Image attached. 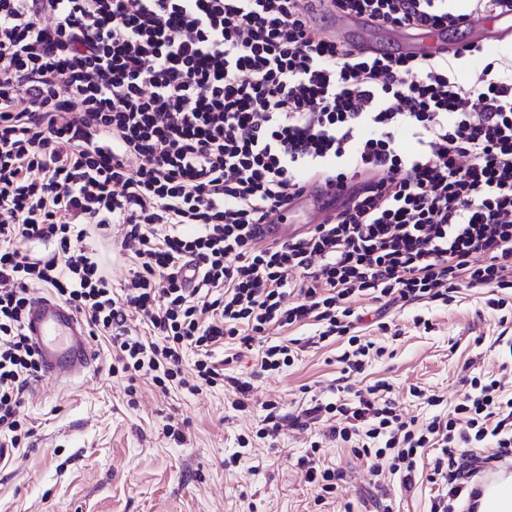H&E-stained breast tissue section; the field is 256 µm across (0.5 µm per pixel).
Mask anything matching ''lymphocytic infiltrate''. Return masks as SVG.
Segmentation results:
<instances>
[{
	"label": "lymphocytic infiltrate",
	"mask_w": 512,
	"mask_h": 512,
	"mask_svg": "<svg viewBox=\"0 0 512 512\" xmlns=\"http://www.w3.org/2000/svg\"><path fill=\"white\" fill-rule=\"evenodd\" d=\"M505 11L512 0H0V436L19 449L33 435L18 409L40 375L23 329L34 288L110 342L113 374L164 391L225 384L240 411L252 382L226 377L218 348H257V372L278 371L303 347L270 330L311 325L362 372L382 351L361 332V297L446 305L481 289L507 324L512 73L493 59L471 84L454 64L477 44L361 54L318 21L451 31ZM312 181L350 197L291 240L259 237ZM116 227L134 264L119 291L86 243ZM390 391L314 407L371 476L411 484L440 448L431 512H456L489 461L512 467L503 376L472 377L419 427Z\"/></svg>",
	"instance_id": "lymphocytic-infiltrate-1"
}]
</instances>
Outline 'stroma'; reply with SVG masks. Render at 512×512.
Wrapping results in <instances>:
<instances>
[{
	"instance_id": "stroma-1",
	"label": "stroma",
	"mask_w": 512,
	"mask_h": 512,
	"mask_svg": "<svg viewBox=\"0 0 512 512\" xmlns=\"http://www.w3.org/2000/svg\"><path fill=\"white\" fill-rule=\"evenodd\" d=\"M356 305L366 313V336L386 349L382 359L347 374L337 361L341 342L309 347L293 366L253 377L246 412L232 409L230 393L221 388L164 395L146 380L128 400L124 381L109 372L111 346L93 342L94 373L69 382L43 378L26 394L20 415L35 435L30 447L0 466V512H430L439 490L427 480L435 450L426 451L411 486L397 475L376 485L349 447L324 441L322 463L349 479L320 507L298 461L306 440L324 433L321 422L310 420L303 433L289 420L272 448L237 443L262 420L264 401H279L291 419L329 398L331 389L358 390L379 380L391 385L406 418L422 423L452 407L464 376L498 373L506 360L499 314L485 307L482 291H463L447 307H390L384 318L398 324V337L378 330L374 304L360 299ZM417 316L429 318L433 330H415ZM417 386L442 395L443 405L414 397ZM171 420L184 423V441L164 436Z\"/></svg>"
}]
</instances>
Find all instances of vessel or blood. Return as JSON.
<instances>
[{"instance_id":"b4317fda","label":"vessel or blood","mask_w":512,"mask_h":512,"mask_svg":"<svg viewBox=\"0 0 512 512\" xmlns=\"http://www.w3.org/2000/svg\"><path fill=\"white\" fill-rule=\"evenodd\" d=\"M468 28L483 33L481 45L490 50L500 41L512 38V14L476 17L470 19ZM336 36L361 52L369 51L375 45L372 28L352 16L339 20ZM399 45L408 55L443 53L448 49V34L440 29L406 31ZM343 193V188L337 185L305 188L291 198L281 218L263 225V238L284 240L297 226L324 222L336 198L342 197ZM25 333L39 353L45 376L74 379L94 371L96 356L88 339V329L64 302L48 295L34 297L26 313Z\"/></svg>"}]
</instances>
